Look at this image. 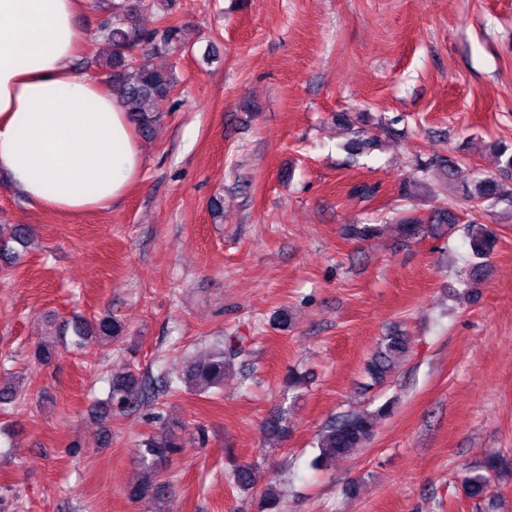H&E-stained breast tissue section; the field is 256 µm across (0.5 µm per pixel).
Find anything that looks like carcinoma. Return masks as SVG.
<instances>
[{"instance_id": "cac0c4a2", "label": "carcinoma", "mask_w": 512, "mask_h": 512, "mask_svg": "<svg viewBox=\"0 0 512 512\" xmlns=\"http://www.w3.org/2000/svg\"><path fill=\"white\" fill-rule=\"evenodd\" d=\"M134 6L130 4L112 5V13L99 23V37L107 47L104 57L97 56L84 61L87 68L97 67L106 71L112 90L121 95L132 122L138 132L146 138L153 135L160 121V113L151 105L171 97L176 87V77L171 69L155 66L153 59L162 54L170 55L180 50L181 27L177 24L161 25L145 30L133 23ZM341 126L352 137L345 143V150L353 159L362 155L370 147V142L353 133L352 124L344 116H338ZM498 163V173L493 176L476 178L466 187L465 195L472 201L483 203H506L512 206V146L494 145ZM418 176H412L401 186V195L407 199L415 198L429 191L430 183L425 175L433 173L436 185L443 192L455 187L457 171L449 159L429 158L417 163ZM395 227L402 238L409 240L417 237L422 230L421 221L412 216L397 220ZM470 251L477 262L469 267L468 275L461 280L463 293H469L472 282L480 278L484 270L481 260L489 257L496 245L495 231L485 224H471L467 228ZM27 230L23 227L5 229L0 225V251H7L9 242L24 244ZM49 331L44 339L35 346L32 358L34 362L45 365L57 355V342L53 338L68 333L76 337L74 344H85L90 336L106 337L117 343L123 339V325L112 317L98 320L75 319L57 324L53 319L46 320ZM410 338L403 332L394 331L377 343V346L365 365V372L375 384L382 383L393 368L410 352ZM242 353L241 337L225 336L217 342L209 354L191 362L177 379L167 378L166 384L172 385L178 380L199 393H207L212 388H220L224 382V372L230 369ZM142 390V379L129 365L112 378L111 401L121 407L136 398ZM392 405L385 403L373 409H363L340 415L326 423L317 434L318 456L313 465L347 456L365 448L374 436L377 420L390 415ZM182 427L177 421L162 419L159 431L145 437L140 442L141 478L126 489L129 499L144 507L145 512H153L155 506L163 500L170 488V481L160 473L163 461L184 450L174 429ZM512 475V463L500 456L489 457L477 470L463 477L466 492L471 497H484L495 479L503 474ZM227 480L241 490H249L255 484L254 469L251 464H239L228 474ZM260 512H277L279 498L275 488H265L259 497Z\"/></svg>"}]
</instances>
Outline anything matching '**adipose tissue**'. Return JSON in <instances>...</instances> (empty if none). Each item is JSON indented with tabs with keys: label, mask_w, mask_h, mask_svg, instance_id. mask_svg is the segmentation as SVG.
Listing matches in <instances>:
<instances>
[{
	"label": "adipose tissue",
	"mask_w": 512,
	"mask_h": 512,
	"mask_svg": "<svg viewBox=\"0 0 512 512\" xmlns=\"http://www.w3.org/2000/svg\"><path fill=\"white\" fill-rule=\"evenodd\" d=\"M83 0H0V174L38 208L125 199L144 157L121 98L74 69Z\"/></svg>",
	"instance_id": "obj_1"
}]
</instances>
